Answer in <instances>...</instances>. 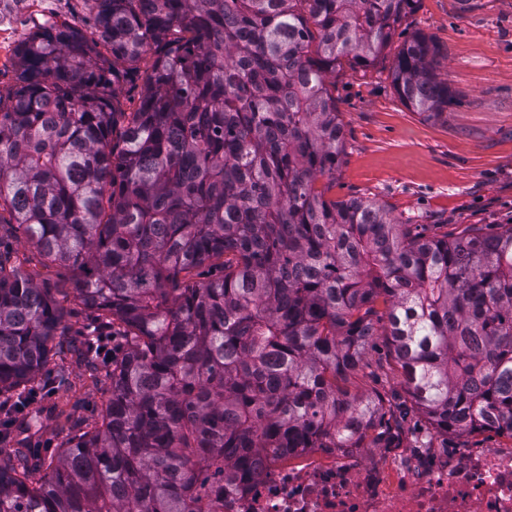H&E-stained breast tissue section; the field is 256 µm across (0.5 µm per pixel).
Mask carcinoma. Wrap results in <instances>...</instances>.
Listing matches in <instances>:
<instances>
[{"instance_id":"cac0c4a2","label":"carcinoma","mask_w":512,"mask_h":512,"mask_svg":"<svg viewBox=\"0 0 512 512\" xmlns=\"http://www.w3.org/2000/svg\"><path fill=\"white\" fill-rule=\"evenodd\" d=\"M93 2L90 34L40 26L0 85V224L98 313L86 361L101 327L122 351L56 458L0 448V512H202L263 454L395 448L413 410L423 448L512 437V226L427 238L328 197L345 155L330 78L372 67L416 0ZM437 58L415 33L391 66L428 119L453 102ZM136 78L128 112L117 85ZM64 318L0 244V403L45 385ZM379 334L407 403L349 387Z\"/></svg>"}]
</instances>
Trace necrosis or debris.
Returning a JSON list of instances; mask_svg holds the SVG:
<instances>
[{
	"mask_svg": "<svg viewBox=\"0 0 512 512\" xmlns=\"http://www.w3.org/2000/svg\"><path fill=\"white\" fill-rule=\"evenodd\" d=\"M209 512H512V447L396 448L390 463L360 448L265 456L246 493Z\"/></svg>",
	"mask_w": 512,
	"mask_h": 512,
	"instance_id": "4bbe7bcc",
	"label": "necrosis or debris"
}]
</instances>
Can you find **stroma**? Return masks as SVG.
Wrapping results in <instances>:
<instances>
[{
  "instance_id": "stroma-1",
  "label": "stroma",
  "mask_w": 512,
  "mask_h": 512,
  "mask_svg": "<svg viewBox=\"0 0 512 512\" xmlns=\"http://www.w3.org/2000/svg\"><path fill=\"white\" fill-rule=\"evenodd\" d=\"M402 28L438 46L439 69L456 101L441 121L409 108L392 86L390 50L372 68L341 71L335 95L346 143L332 196L375 199L432 235L469 224L512 225V0H419ZM13 247L22 268L66 311L46 371L65 369L70 384L13 423L14 441L47 445L53 456L61 442L57 406H66L73 423L93 418L109 381L81 355L88 313L74 297L69 271L22 242ZM365 359L373 374L352 379L351 389L404 394L384 337L372 338Z\"/></svg>"
}]
</instances>
